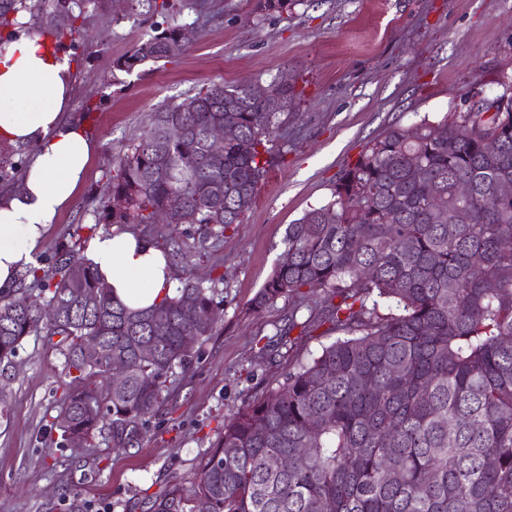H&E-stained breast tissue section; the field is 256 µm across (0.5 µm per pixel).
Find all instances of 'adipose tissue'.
Instances as JSON below:
<instances>
[{
  "label": "adipose tissue",
  "instance_id": "adipose-tissue-1",
  "mask_svg": "<svg viewBox=\"0 0 512 512\" xmlns=\"http://www.w3.org/2000/svg\"><path fill=\"white\" fill-rule=\"evenodd\" d=\"M75 63L37 32L0 42V142L31 147L17 191L0 193V292L33 264L48 224L72 201L93 144L79 123L62 119ZM86 262L132 309H144L173 290L171 266L150 240L126 230L89 237Z\"/></svg>",
  "mask_w": 512,
  "mask_h": 512
}]
</instances>
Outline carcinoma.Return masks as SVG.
Listing matches in <instances>:
<instances>
[{"label": "carcinoma", "mask_w": 512, "mask_h": 512, "mask_svg": "<svg viewBox=\"0 0 512 512\" xmlns=\"http://www.w3.org/2000/svg\"><path fill=\"white\" fill-rule=\"evenodd\" d=\"M150 24L114 67L168 63L181 26L154 19L175 0H132ZM298 0H258L282 14ZM110 0H0V41L38 28L57 43L79 33L87 5ZM507 111L467 108L438 122L393 126L370 141L336 179L331 197L288 225L284 251L251 303L255 311L321 291L327 305L288 311L271 349L291 333L329 324L335 338L296 362L285 380L255 395L200 459L191 495L173 485L151 512H512V64L500 70ZM277 111L242 86L213 85L151 114L150 128L106 173L98 225L195 229L180 250L193 264L241 222L270 163L271 143L294 96L265 83ZM232 124L224 154L208 150L211 128ZM181 135L169 133L171 125ZM465 181L471 191L457 193ZM129 207L117 212L112 199ZM60 244L0 295V366L26 338L42 336L64 357L68 388L57 403V445L103 434L115 448L140 447L167 382L199 356L224 321L223 291L192 275L147 309L117 300L94 268ZM200 311L188 326L182 314ZM168 324L154 334L156 321ZM127 369L112 385L105 367Z\"/></svg>", "instance_id": "1"}]
</instances>
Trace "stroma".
I'll return each instance as SVG.
<instances>
[{
    "mask_svg": "<svg viewBox=\"0 0 512 512\" xmlns=\"http://www.w3.org/2000/svg\"><path fill=\"white\" fill-rule=\"evenodd\" d=\"M160 27L193 28L190 47L162 67L123 72L113 62L148 34L116 11L89 10L70 108L95 150L71 203L49 224L39 256L74 241L93 223L104 172L150 125L152 112L211 85L286 76L297 96L283 116L269 170L241 224L197 258L173 263L174 279L222 278L224 321L198 360L177 372L164 406L151 417L139 450L105 441L79 450L55 447L50 427L65 381L63 358L29 337L0 373V512H147L169 484L189 487L216 430L262 389L284 380L291 362L328 340L319 327L293 349L259 355L289 307L253 311L284 250L289 224L327 200L342 169L394 125L440 120L464 96L493 97L497 70L512 59V0H301L285 14H265L257 0H177Z\"/></svg>",
    "mask_w": 512,
    "mask_h": 512,
    "instance_id": "stroma-1",
    "label": "stroma"
}]
</instances>
